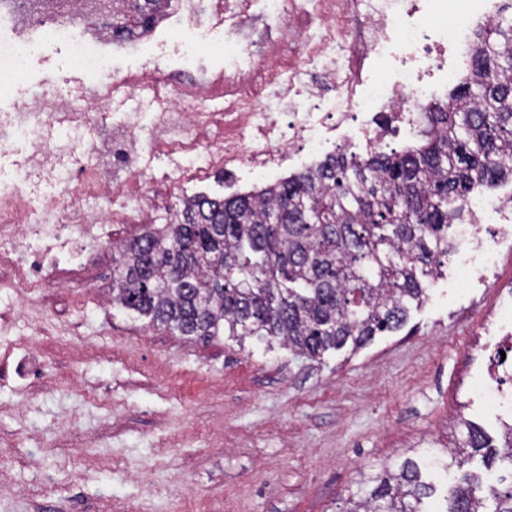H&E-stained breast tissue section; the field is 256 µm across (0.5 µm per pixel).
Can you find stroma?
<instances>
[{
  "label": "stroma",
  "instance_id": "obj_1",
  "mask_svg": "<svg viewBox=\"0 0 512 512\" xmlns=\"http://www.w3.org/2000/svg\"><path fill=\"white\" fill-rule=\"evenodd\" d=\"M190 35L172 24L115 64L156 63L176 79L223 70V28L188 65L178 47ZM96 81L61 46L0 90V113ZM141 183L157 219L190 197L258 185L244 166L191 179L164 159ZM144 230L115 224L85 239L79 265L42 260L47 286L0 319V512H343L359 470L444 448L459 418L495 435L512 415L482 397L512 387V363L484 338L488 316L512 304L511 238L490 243L493 274L460 281L448 266L402 329L311 360L277 343L175 336L100 306L117 244ZM47 327L64 328L69 348Z\"/></svg>",
  "mask_w": 512,
  "mask_h": 512
}]
</instances>
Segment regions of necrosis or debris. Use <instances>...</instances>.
<instances>
[{
  "mask_svg": "<svg viewBox=\"0 0 512 512\" xmlns=\"http://www.w3.org/2000/svg\"><path fill=\"white\" fill-rule=\"evenodd\" d=\"M510 10L512 0H302L290 14L284 0H266L262 18L250 25L252 0H158L157 23L178 16L198 31L222 25L230 46L214 78L175 83L157 68L115 70L101 50L108 42L139 48L153 28H131L116 41L105 13L86 0H0V24L17 31L0 36V80L21 78L32 57L59 44L71 63L100 76L76 99L45 90L0 115V153L20 142L27 148L0 187V269L14 289L0 306L10 312L29 299L39 283L38 256L54 251L76 263L78 239L95 225L137 223L139 211L124 196L151 161L140 152L135 114L114 133L111 110L136 98L154 107L155 151L180 175L246 165L258 179H274L292 154L322 153L327 128L338 148L355 143L367 152L421 132L428 108L470 80L478 33ZM301 16L312 25L299 28ZM293 41L300 62L282 67L278 52ZM257 81L269 87L272 104L251 95ZM216 100L218 114L186 109ZM484 208L483 200L468 198V220L455 229L463 278L495 268L494 256L474 247Z\"/></svg>",
  "mask_w": 512,
  "mask_h": 512,
  "instance_id": "obj_1",
  "label": "necrosis or debris"
}]
</instances>
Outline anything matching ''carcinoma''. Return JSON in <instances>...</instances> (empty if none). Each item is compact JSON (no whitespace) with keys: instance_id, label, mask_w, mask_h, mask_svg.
<instances>
[{"instance_id":"cac0c4a2","label":"carcinoma","mask_w":512,"mask_h":512,"mask_svg":"<svg viewBox=\"0 0 512 512\" xmlns=\"http://www.w3.org/2000/svg\"><path fill=\"white\" fill-rule=\"evenodd\" d=\"M155 0H132L127 25L151 21ZM473 78L430 106L415 147L340 151L256 194L195 196L168 222L126 243L112 269V303L169 332L211 340H279L311 359L358 350L397 331L428 298L453 244L448 228L478 186L512 181V17L480 36ZM450 461L406 459L361 477L344 512H512V481L474 472L430 504L427 472L512 471V425L496 446L462 419Z\"/></svg>"}]
</instances>
